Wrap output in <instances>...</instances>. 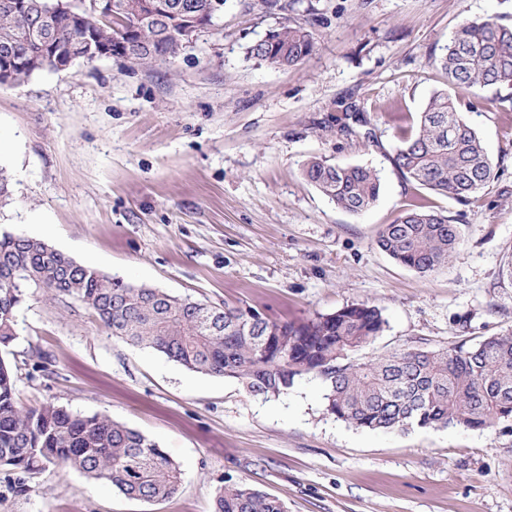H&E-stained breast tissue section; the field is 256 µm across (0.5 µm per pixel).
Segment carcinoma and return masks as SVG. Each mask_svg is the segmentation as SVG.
<instances>
[{"instance_id":"carcinoma-1","label":"carcinoma","mask_w":512,"mask_h":512,"mask_svg":"<svg viewBox=\"0 0 512 512\" xmlns=\"http://www.w3.org/2000/svg\"><path fill=\"white\" fill-rule=\"evenodd\" d=\"M191 7L199 23L213 22V0H171ZM55 0H0V66L14 51L13 82L58 71L57 61L78 36L94 44H124L126 59L142 66L175 59L184 49L161 21L129 16L104 23L67 10L53 15L48 31L35 28ZM314 49L302 23L284 24L269 40L249 47L250 56L276 67H293ZM435 63L454 90L433 93L411 130L400 129L394 166L408 181L469 203L495 179L494 167L476 130L460 110L461 97L512 89V27L491 19L461 20ZM303 177L337 208L353 215L379 198L381 180L365 165H332L312 157ZM461 225L417 200L378 232L377 245L398 264L431 273L454 257ZM39 288L70 297L90 309L110 334L150 347L186 368L237 380L251 394L278 396L295 377L316 374L326 385V411L360 429L413 427L489 430L512 424V334L467 345L407 348L361 363L350 354L383 330L381 311L347 305L295 324L247 307L215 308L161 288L135 286L80 264L34 237L0 235V346L16 339L15 311L24 290ZM69 466L104 480L124 496L144 501L172 497L181 471L158 445L101 414L81 415L47 403L25 407L17 398L16 373L0 357V468L16 475L14 487L51 466ZM213 512H285L283 503L246 483L224 487Z\"/></svg>"}]
</instances>
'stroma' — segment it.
I'll use <instances>...</instances> for the list:
<instances>
[{"instance_id":"stroma-1","label":"stroma","mask_w":512,"mask_h":512,"mask_svg":"<svg viewBox=\"0 0 512 512\" xmlns=\"http://www.w3.org/2000/svg\"><path fill=\"white\" fill-rule=\"evenodd\" d=\"M512 25V0H225L213 29L150 68L78 62L0 84V167L12 200L0 232L45 239L133 285L299 322L355 303L382 332L355 361L408 347L512 333V103L488 91L464 114L497 177L471 204L406 181L388 110L412 118L447 84L435 56L466 18ZM302 22L315 47L276 68L247 49ZM357 106L354 136L336 131ZM365 164L381 194L355 216L301 175L302 163ZM462 228L455 258L428 274L377 245L413 197ZM17 367L22 405L102 414L150 439L182 484L157 502L52 466L23 495L0 469V512H213L245 482L286 512H512V427L354 428L326 412V386L297 377L279 396L189 370L110 336L70 298L28 290Z\"/></svg>"}]
</instances>
